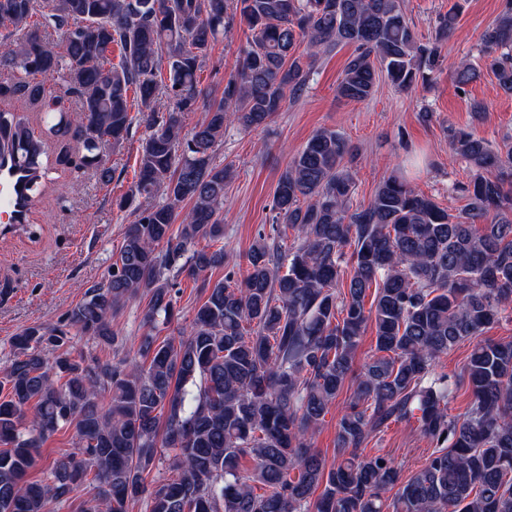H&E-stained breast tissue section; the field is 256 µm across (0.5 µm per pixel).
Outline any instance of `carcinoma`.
<instances>
[{
  "label": "carcinoma",
  "instance_id": "carcinoma-1",
  "mask_svg": "<svg viewBox=\"0 0 512 512\" xmlns=\"http://www.w3.org/2000/svg\"><path fill=\"white\" fill-rule=\"evenodd\" d=\"M459 11L439 16L424 43L399 0H0V67L13 72L0 98L44 103L50 133L76 142L56 164L109 185L105 151L134 122L129 92L148 110L138 179L116 201L134 220L105 280L61 322L13 338L0 379V512H55L88 487L95 494L79 512H129L137 501L148 512H512V341L480 339L512 305V137L493 145L450 131V155L469 173L457 186L466 204L452 214L400 175L353 206L351 147L318 130L278 179L273 234L252 245L244 280L230 271L203 283L192 321L158 340L177 278L228 265L224 248L198 247L224 239L233 170L215 151L227 127L267 125L307 87L323 47L354 46L341 99H369L379 68L401 89L429 83ZM238 25L247 32L239 65L220 99L207 100L198 73ZM42 29L61 41L41 38ZM114 44L117 65L106 57ZM480 59L512 94V0L482 34ZM61 74L74 122L46 89ZM454 74L463 90L480 71L462 61ZM200 103L204 117L184 130L183 114ZM3 148L30 172L31 195L41 193L53 170L44 143L8 110ZM158 193L164 202L133 206ZM282 226L295 233L288 246ZM141 294L149 301L134 356H73L75 333L123 345L112 317ZM370 326L375 352L338 416L329 466L315 434ZM467 338L476 340L463 374L472 401L452 416L454 383L434 366ZM391 420L433 446L408 477L388 455L364 454ZM68 427L77 451L30 480L44 441ZM165 461L172 476L146 483Z\"/></svg>",
  "mask_w": 512,
  "mask_h": 512
}]
</instances>
